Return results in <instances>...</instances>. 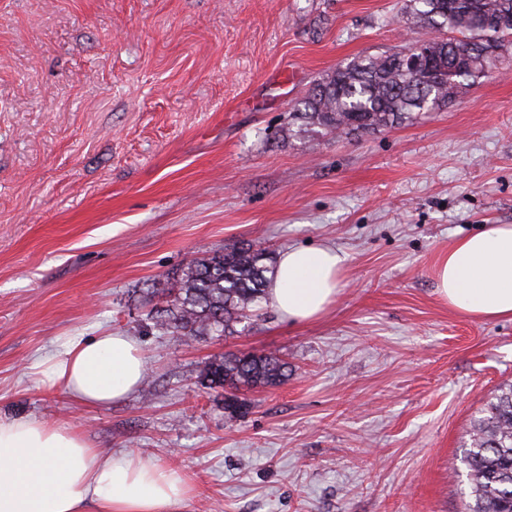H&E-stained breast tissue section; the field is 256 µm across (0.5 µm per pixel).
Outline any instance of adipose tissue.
<instances>
[{
    "instance_id": "obj_1",
    "label": "adipose tissue",
    "mask_w": 512,
    "mask_h": 512,
    "mask_svg": "<svg viewBox=\"0 0 512 512\" xmlns=\"http://www.w3.org/2000/svg\"><path fill=\"white\" fill-rule=\"evenodd\" d=\"M346 255L330 246L285 251L269 276L267 302L297 323L334 305ZM439 297L476 319H512V224H486L455 241L437 266ZM43 372L76 402L107 406L134 392L145 356L131 337L74 338ZM190 495L174 470L128 455H103L80 433L39 418L0 417V512H171Z\"/></svg>"
}]
</instances>
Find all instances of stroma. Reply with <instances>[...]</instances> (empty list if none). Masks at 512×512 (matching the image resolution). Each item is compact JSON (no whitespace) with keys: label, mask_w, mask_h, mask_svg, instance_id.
I'll return each instance as SVG.
<instances>
[{"label":"stroma","mask_w":512,"mask_h":512,"mask_svg":"<svg viewBox=\"0 0 512 512\" xmlns=\"http://www.w3.org/2000/svg\"><path fill=\"white\" fill-rule=\"evenodd\" d=\"M404 3L0 0V417L171 467L193 486L174 512H467L512 320L454 311L436 272L512 224V62L375 134L288 123L337 64L419 38ZM247 244L343 251L335 305L292 323L262 304L231 336L152 328L168 277ZM102 330L144 351L135 392L89 407L42 383V358ZM250 349L290 375L231 417L198 375Z\"/></svg>","instance_id":"stroma-1"}]
</instances>
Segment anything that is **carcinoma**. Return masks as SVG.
<instances>
[{"mask_svg": "<svg viewBox=\"0 0 512 512\" xmlns=\"http://www.w3.org/2000/svg\"><path fill=\"white\" fill-rule=\"evenodd\" d=\"M410 22L439 38L427 44L421 73L404 67L403 46L356 57L322 77L289 115L294 124L358 136L393 127L452 102L475 76L512 59V0H407ZM268 254L253 246L226 248L184 266L165 290L169 304L152 313L153 327L173 336H232L264 298ZM288 380V363L273 353L238 351L209 362L200 385L222 392L224 412L246 413L245 390ZM464 457L472 512H512V388L494 396L477 419Z\"/></svg>", "mask_w": 512, "mask_h": 512, "instance_id": "carcinoma-1", "label": "carcinoma"}]
</instances>
